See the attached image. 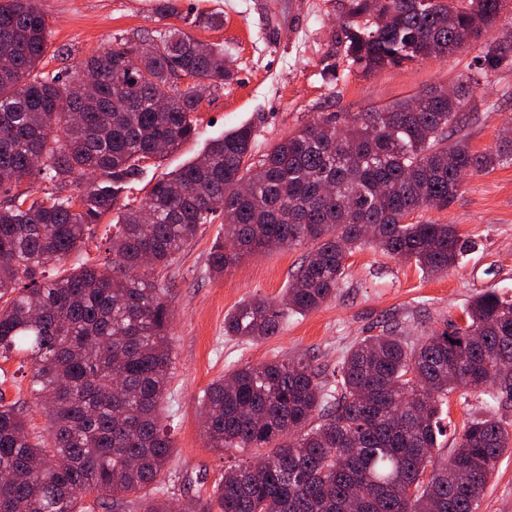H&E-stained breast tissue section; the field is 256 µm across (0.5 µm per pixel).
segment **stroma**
I'll return each mask as SVG.
<instances>
[{"label":"stroma","mask_w":512,"mask_h":512,"mask_svg":"<svg viewBox=\"0 0 512 512\" xmlns=\"http://www.w3.org/2000/svg\"><path fill=\"white\" fill-rule=\"evenodd\" d=\"M51 31L42 69L74 68L88 56L151 31L183 28L192 37L223 45L234 78L208 93L198 111L196 135L164 158L148 161L129 184L128 196L144 197L151 184L201 154L210 141L241 124L257 131L255 153L288 137L301 125L342 112L388 106L436 86L472 80L485 42L499 39L494 27L484 41L447 59L433 58L389 66L361 75L336 39L342 25L338 0H180L191 15L220 12L219 29L161 18L158 0H41ZM457 137L473 152L497 149L504 127L512 124V65L494 70L478 86ZM417 219L457 225L472 243L459 263L441 275H425L414 263L365 246L347 260L346 277L335 298L318 310L290 318L272 337L241 343L224 334V318L250 298L279 299L306 253L283 247L242 259L222 276H213L209 255L224 237L221 222L203 225L173 264L159 271L173 313V369L166 403L174 446L164 492L182 505L208 498L230 463L228 455L205 444L200 398L214 379L245 365L303 357L325 380H336L346 350L389 325L418 337L464 320L472 298L484 290L512 298V165L468 176L447 207L417 212ZM112 218L90 225L82 247L62 266L111 262ZM32 368L21 356L0 361V394L17 403L33 435L47 437L49 421L37 406ZM482 393H452L444 407L447 436L442 454L471 418ZM479 512H512V453L498 462Z\"/></svg>","instance_id":"stroma-1"}]
</instances>
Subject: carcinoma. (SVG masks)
Returning <instances> with one entry per match:
<instances>
[{
	"mask_svg": "<svg viewBox=\"0 0 512 512\" xmlns=\"http://www.w3.org/2000/svg\"><path fill=\"white\" fill-rule=\"evenodd\" d=\"M504 2L342 0L338 42L365 75L445 58L491 29ZM49 36L39 0H0V192L33 174L57 190L0 205V359L31 362L51 435L31 436L25 415L0 396V473L10 474L0 479V512H82L89 494H132L138 512H170L145 492L161 488L174 454L163 424L171 310L154 273L219 216L224 241L209 257L217 275L254 252L307 247L281 302L244 300L224 317V335L250 342L335 297L348 257L366 244L428 275L446 272L464 240L451 224L411 216L447 206L465 174L512 164V128L493 152L448 144L468 102L460 86L305 124L258 158L256 131L243 124L143 200L121 204L119 192L159 147L196 134L200 97L180 79L223 88L232 78L224 47L173 28L50 75L39 71ZM511 61L507 36L486 47L478 76ZM115 210L112 266L46 275ZM460 387L512 400V301L494 291L441 332L413 340L388 329L359 340L334 386L308 360L234 369L201 397L206 446L265 452L230 465L192 512H478L512 430L487 405L452 453L434 455L443 405Z\"/></svg>",
	"mask_w": 512,
	"mask_h": 512,
	"instance_id": "cac0c4a2",
	"label": "carcinoma"
}]
</instances>
